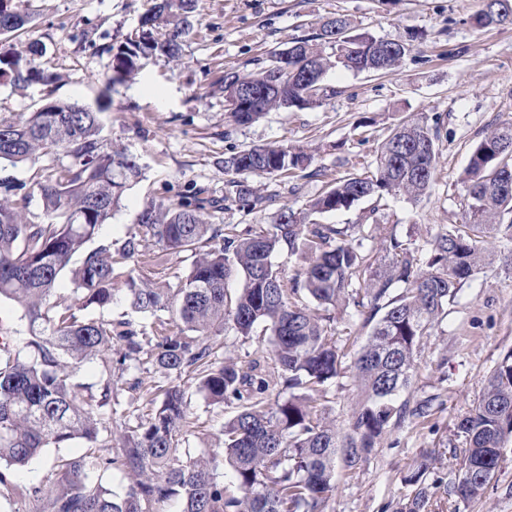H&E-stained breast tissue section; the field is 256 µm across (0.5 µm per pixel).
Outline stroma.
I'll use <instances>...</instances> for the list:
<instances>
[{
    "label": "stroma",
    "mask_w": 512,
    "mask_h": 512,
    "mask_svg": "<svg viewBox=\"0 0 512 512\" xmlns=\"http://www.w3.org/2000/svg\"><path fill=\"white\" fill-rule=\"evenodd\" d=\"M477 0H199L194 27L181 57L170 63L151 56L133 81L109 85L117 44L138 30L152 0H21L31 21L17 43L37 42L42 61L57 72L56 95L68 102L97 105L102 135L140 167L127 180L101 237L121 245L151 202H172L195 188L220 198L228 189L222 161L230 151L256 145L304 146L313 155L307 171L290 178L250 177L267 196L260 208L208 212L214 225L259 229L274 223L281 208H304L329 182L374 163L382 141L401 120L441 115L436 179L420 202L402 197L369 198L347 211L312 215L318 224L361 226L373 244L387 231L426 260L430 242L448 225L460 223L465 188L460 175L474 146L496 127L512 121V25L474 29L469 17ZM349 19L356 32L421 41L388 74L333 69L323 81L320 106L269 112L253 124H236L224 100L225 74L246 75L269 53L318 32L323 20ZM493 258L446 305L442 320L424 338L415 368L400 398L409 404L432 399L426 418L406 416L378 448L354 469L337 466L326 512H396L414 488L406 480L420 463L432 489L425 512H512V450L484 495L462 503L445 488L459 468L465 442L458 421L472 408L486 377L512 350V240L497 236ZM194 426L185 446L198 455L214 450L217 434L235 410L209 409L189 393ZM357 400L351 374L336 379L326 396L312 401L338 430H346ZM82 450L74 441L43 449L23 468H9L18 486L50 490L51 463Z\"/></svg>",
    "instance_id": "obj_1"
}]
</instances>
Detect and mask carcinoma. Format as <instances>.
I'll list each match as a JSON object with an SVG mask.
<instances>
[{
	"instance_id": "obj_1",
	"label": "carcinoma",
	"mask_w": 512,
	"mask_h": 512,
	"mask_svg": "<svg viewBox=\"0 0 512 512\" xmlns=\"http://www.w3.org/2000/svg\"><path fill=\"white\" fill-rule=\"evenodd\" d=\"M196 3L154 0L137 38L105 47L113 53L108 86L131 79L148 50L178 61ZM27 22L15 0H0V37L9 40ZM507 22L512 0H478L470 16L479 30ZM162 23L171 29L159 38ZM377 40L369 32L351 33L348 20L336 16L314 36L271 52L268 63L247 76L224 75V88L245 79L260 95L275 79L276 65L288 69V79L256 111L232 113L235 123L312 107L320 103L330 69L385 74L413 48L409 40H386L377 48ZM30 53L0 51V75L9 74L15 86L45 87L25 118H0V160H50L31 176L43 202L39 216L26 212V184L0 180V302L22 310L33 352L20 356L0 326V463L22 468L45 448L84 443L82 454L53 462L51 493L28 491L38 512H155L154 505L171 499L180 502V512H325L336 460L356 466L401 422L406 404L397 396L410 383L423 339L444 306L485 267L489 239L502 228L512 234V122L472 150L463 176V221L430 243L424 266L394 231L384 238L379 260L349 228L307 224L288 207L264 230L217 228L204 221V200L189 193L175 204L147 205L120 247L106 239L91 248L124 180L140 168L100 137L99 113L110 103L93 110L54 97L58 74L35 61L38 50ZM438 140V124L426 116L401 122L383 142L374 168L340 178L310 201L309 210H348L386 195L421 200L436 175ZM310 163L302 149L284 145L229 152L224 173L239 180L232 181L235 195L224 197V208L253 210L266 202L246 177L286 176ZM149 245L191 252L190 270L175 283L133 273L129 263ZM285 248L306 260L298 277L284 276L272 261ZM64 277L71 285L66 291L59 288ZM232 277L243 280L235 292L227 288ZM121 278L131 309L148 323L89 313L112 304ZM350 307L371 331L354 360L358 401L342 434L291 390L324 393L343 374L344 353L330 331L336 310ZM227 323L246 339L259 326L270 332L271 362L250 354L218 360L213 337ZM96 360L102 380L94 391L77 380V370ZM119 380L147 398L151 416H136L115 446L112 391ZM189 383L210 406H236L221 430V451L207 457L179 448L189 426ZM457 430L465 440L458 474L466 477L468 493L459 494L454 482L450 491L472 501L484 493L512 440V350ZM222 465L230 468L239 494L226 493ZM108 469L127 479L122 491L95 481ZM428 471L423 464L412 473L414 495L397 512L424 510L433 488Z\"/></svg>"
}]
</instances>
